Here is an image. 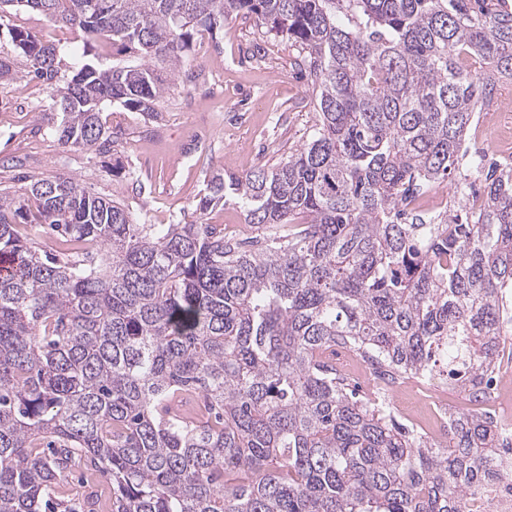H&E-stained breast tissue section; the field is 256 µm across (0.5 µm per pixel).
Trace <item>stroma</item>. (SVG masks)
Here are the masks:
<instances>
[{
    "label": "stroma",
    "mask_w": 512,
    "mask_h": 512,
    "mask_svg": "<svg viewBox=\"0 0 512 512\" xmlns=\"http://www.w3.org/2000/svg\"><path fill=\"white\" fill-rule=\"evenodd\" d=\"M21 27L57 46L67 64L87 61L109 68L131 56L121 43L97 42L52 25L39 12L20 11L0 19V47L8 28ZM305 51L267 33L254 20H225L218 31L195 32L189 62L205 82L180 75L167 80L157 117L115 103L103 115L111 136L107 152L63 147L52 131L60 116L50 92L15 57L16 80L0 85V189L23 191L31 180L69 175L97 196L118 201L141 224H185L203 220L264 237L268 227L250 224L237 201L198 214L210 172L242 174L272 168L309 141L318 111ZM195 127L208 136L205 149L185 143Z\"/></svg>",
    "instance_id": "1"
}]
</instances>
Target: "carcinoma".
Here are the masks:
<instances>
[{
	"mask_svg": "<svg viewBox=\"0 0 512 512\" xmlns=\"http://www.w3.org/2000/svg\"><path fill=\"white\" fill-rule=\"evenodd\" d=\"M487 0H0L120 41L140 63L61 75L19 27L67 148L110 142L104 108L152 115L198 26L253 18L305 50L311 140L272 169L208 177L197 210L241 201L247 245L215 224H136L74 177L0 191V512H45L79 465L111 512H470L502 448L492 400L512 334V163L476 171L482 204L431 219L408 199L456 174L478 112L512 81V9ZM46 224L87 248L22 237ZM349 348L389 383L428 377L477 409L445 443L336 368Z\"/></svg>",
	"mask_w": 512,
	"mask_h": 512,
	"instance_id": "obj_1",
	"label": "carcinoma"
}]
</instances>
